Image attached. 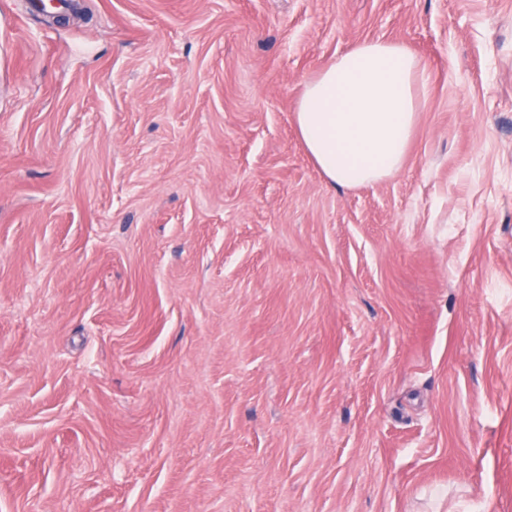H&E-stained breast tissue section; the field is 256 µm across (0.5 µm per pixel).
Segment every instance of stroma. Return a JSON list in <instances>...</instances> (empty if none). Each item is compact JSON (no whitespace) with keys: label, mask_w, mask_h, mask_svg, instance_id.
Segmentation results:
<instances>
[{"label":"stroma","mask_w":512,"mask_h":512,"mask_svg":"<svg viewBox=\"0 0 512 512\" xmlns=\"http://www.w3.org/2000/svg\"><path fill=\"white\" fill-rule=\"evenodd\" d=\"M0 0V512H512V0ZM422 76L401 169L293 108ZM419 71L406 46L373 40L356 44L305 83L295 124L330 184L369 185L400 169L417 120Z\"/></svg>","instance_id":"stroma-1"}]
</instances>
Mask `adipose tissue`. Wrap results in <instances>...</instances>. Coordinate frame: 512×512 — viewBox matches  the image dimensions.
Masks as SVG:
<instances>
[{
	"instance_id": "ef3b65f1",
	"label": "adipose tissue",
	"mask_w": 512,
	"mask_h": 512,
	"mask_svg": "<svg viewBox=\"0 0 512 512\" xmlns=\"http://www.w3.org/2000/svg\"><path fill=\"white\" fill-rule=\"evenodd\" d=\"M419 71L406 46L373 40L356 44L305 83L295 124L330 184L369 185L400 169L417 120Z\"/></svg>"
}]
</instances>
